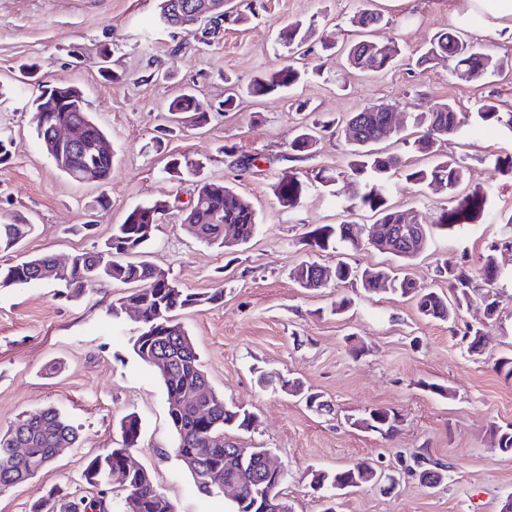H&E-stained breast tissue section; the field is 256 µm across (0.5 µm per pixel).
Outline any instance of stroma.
Masks as SVG:
<instances>
[{"mask_svg": "<svg viewBox=\"0 0 512 512\" xmlns=\"http://www.w3.org/2000/svg\"><path fill=\"white\" fill-rule=\"evenodd\" d=\"M235 2L251 10V24L228 27L205 44L159 27L155 0H0V134L12 140L11 160L0 168V218L21 213L37 225L20 251L0 253V265L37 254L66 259L103 244L136 204L188 202L193 183L169 179L166 168L175 156L200 160L204 178L234 187L261 213L255 237L237 253L207 247L185 233L172 209L155 230L148 259L188 291L224 289L222 302L187 310L181 321L212 389L254 417L251 429L225 430V439L270 449L287 471L284 492L294 512L329 506L335 512H500L512 495V455L495 449L492 428L512 426V381L495 370L512 354V252L501 256L499 317L488 327L482 355H470L464 332L484 320L481 302L441 322L422 318L413 301L400 296L369 295L333 281L307 290L293 280V268L309 254L327 270L336 266L334 252L312 251L305 240L315 225L343 218L339 203L348 197V180L339 175L330 191L312 179L323 167L343 169V132L324 133L310 158L285 161L299 114L280 97L248 95L206 128L170 136L161 129L181 89L202 104L219 102L226 80L244 86L279 66L285 50L276 37L295 20L315 23L296 89L315 117L342 119L370 103L401 107L420 91L436 101L455 100L466 114L488 96L509 111L512 75L462 86L451 65L422 72L415 60L434 33L458 25L493 56L512 58V28L487 34L479 21L461 22L464 0H374L385 17L374 38L397 43L400 61L372 75L321 49L352 39L350 19L362 0ZM24 64L34 65L40 80L84 91L115 152L107 185L71 182L43 150L28 105L35 89L19 72ZM232 145L261 156L258 171H240L223 153ZM441 150L460 158L465 186L487 190L490 216L435 236L406 265V274L428 288L447 287L438 273L445 263L478 266L492 243L512 238V177L492 165L495 157L512 156V131L468 122ZM286 168L306 183L289 211L274 195ZM102 194L109 201L104 209L96 204ZM125 291L108 284L68 299L48 280L0 288V429L47 406L79 428L76 447L63 449L35 478L0 492V512H31L52 487L75 498L92 496L82 472L89 459L120 441L121 421L131 413L142 424L131 456L176 512H230V495L198 492L173 452L166 391L157 371L133 351L140 324L131 314L108 313ZM343 297L349 307L333 314ZM283 378L301 381L303 394L281 389ZM432 382L447 387V396L432 393ZM309 393L319 395L324 409L307 404ZM375 406L398 413L393 437L349 425V417ZM417 455L448 465L438 487L406 477L392 494L365 485L330 504L311 487L318 471L331 474L365 461L396 470Z\"/></svg>", "mask_w": 512, "mask_h": 512, "instance_id": "stroma-1", "label": "stroma"}]
</instances>
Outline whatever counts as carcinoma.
I'll return each instance as SVG.
<instances>
[{"instance_id": "obj_1", "label": "carcinoma", "mask_w": 512, "mask_h": 512, "mask_svg": "<svg viewBox=\"0 0 512 512\" xmlns=\"http://www.w3.org/2000/svg\"><path fill=\"white\" fill-rule=\"evenodd\" d=\"M381 21L383 15L370 8H362L352 17L357 38L337 49L349 66L369 74L385 72L394 66L398 56L396 46L383 50L368 37L370 29ZM312 30L313 23L306 24L300 20L284 27L280 41L288 52L286 61L253 76L246 86L247 93L253 97L286 96L289 107L297 112L304 111L306 103L292 97L301 81V73L291 60L308 43ZM463 42L464 32L460 28L453 32L437 33L418 58L417 64L451 63L455 70L467 72L473 83L512 73V59L496 58L473 45L470 46V53L462 54L459 46ZM427 102L429 98L425 94L411 102L414 131L410 133L387 132L386 113L378 111L373 104L351 113L346 122L350 150L344 174L356 183L357 190L349 204L344 206L345 211L366 212L375 218V223L394 226L402 223L405 217L412 216L423 229L420 248L411 252L406 240L400 238L394 244V251L386 252L363 238V225L355 220L316 225L309 232L310 246L323 251L371 248L409 261L425 251L433 238L434 229L448 231L461 225L479 223L488 216V192L481 187L468 191L462 189V166L439 150L448 136L463 125L462 113L453 100L436 102L422 109ZM52 117L55 123L73 120L87 123L94 140L107 136L87 111L75 112L69 106L60 104L53 107ZM475 121L484 126L505 125L512 128V113L502 111L498 100L489 96L475 113ZM389 136L403 147L432 158V161L421 166L410 165L403 160L400 152L374 148V144ZM316 142L317 126H300L289 144L288 160L308 156ZM86 162L94 164L97 183H108L112 161L95 158L93 151L88 148L76 158L75 165ZM201 169L200 163L189 159L175 161L166 169V173L174 179L195 183L190 221L182 224V227L191 237L208 247L237 251L251 241L262 218L252 202L233 187L220 185L218 191L209 193L208 183L197 178ZM398 180L414 184L424 193L438 188L446 192L448 206L442 208L436 223L427 224L419 212L399 209L391 203L392 189ZM303 189V182L296 174L285 172L275 186L278 204L288 210L295 208ZM169 208L166 201L133 206L122 223L112 225V235L104 245L76 253V263L64 271L58 281L68 298H79L88 289L108 283H120L130 288L128 294L112 304V315H118L130 301H137L141 305L143 321L141 331L134 340L133 351L149 366L159 357L166 360L168 369H159V376L166 389L168 417L176 434L177 447L194 451L205 465L210 481L208 487L196 484L198 491L204 495L218 494L224 484V476L235 475L240 482L244 506L234 504L230 512H247L253 501V486L266 480L263 463L258 458L251 459L245 469H238L235 459L231 458L237 446L224 440V430H248L252 426L253 416L238 406L227 404L223 396L211 389L189 334L177 320L180 311L223 299L224 289L217 288L210 294L192 293L178 287L171 279L168 284L162 285L158 282V269L148 260L137 259L151 244L160 216ZM216 214L223 219L222 223L214 221ZM226 226L234 227L237 233L238 243L234 247L224 244ZM34 229L35 225L20 213L1 220L0 252L19 247L33 234ZM511 249V241L490 246L488 252L482 255L481 265L476 270L464 265L439 269L440 275L448 277L446 293L441 289L422 287L389 265L368 267L360 272L350 263L340 260L336 264L335 278L336 282L343 284L358 281L368 293L407 297L414 301L422 317L431 320L453 319L472 303L474 297L479 296L485 303L487 320L491 321L497 316L498 300L489 290L481 292V285L491 286L501 278L504 269L497 253ZM53 263V256L41 254L14 265H0V288L26 285L34 281L39 269ZM291 275L300 287L308 290L321 288L326 283L322 266L315 260L302 261L294 267ZM466 335L469 336V352L479 353L486 344V327L472 326L467 329ZM398 423V414L385 407L370 408L353 421L360 429L386 436L397 432ZM140 429L136 415L125 416L121 422L122 444L88 461L83 477L89 486L101 488L98 497L66 501L52 488L34 505L32 512H99L103 507L108 509L112 507V502L102 488L111 484L124 490L127 500L136 501L134 512H175L173 504L158 491L153 481L125 470V455L137 446ZM493 437L497 450L512 454L511 426L494 428ZM78 440V427L52 407L26 414L6 430H0V491L34 478L52 463L55 449L74 447ZM15 448L28 449V457L21 461L16 459ZM338 477L347 480L350 488L373 484L371 474L351 475L345 469L327 475L325 479L333 482Z\"/></svg>"}]
</instances>
